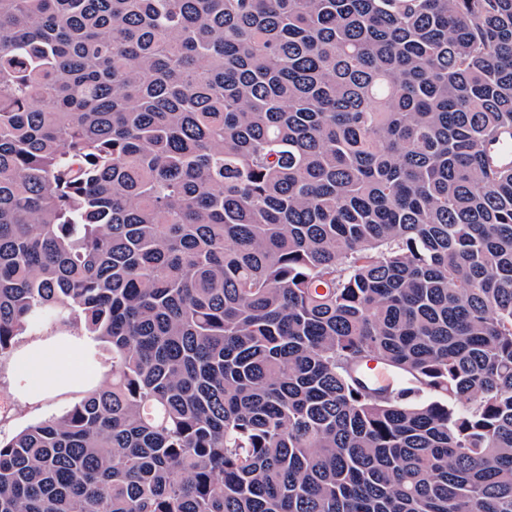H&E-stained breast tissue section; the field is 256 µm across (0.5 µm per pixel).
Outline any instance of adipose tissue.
<instances>
[{"mask_svg": "<svg viewBox=\"0 0 512 512\" xmlns=\"http://www.w3.org/2000/svg\"><path fill=\"white\" fill-rule=\"evenodd\" d=\"M83 325H65L20 343L7 364L12 394L19 406L96 389L109 372Z\"/></svg>", "mask_w": 512, "mask_h": 512, "instance_id": "1", "label": "adipose tissue"}]
</instances>
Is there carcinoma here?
<instances>
[{
    "mask_svg": "<svg viewBox=\"0 0 512 512\" xmlns=\"http://www.w3.org/2000/svg\"><path fill=\"white\" fill-rule=\"evenodd\" d=\"M511 128L512 0H0V512H512ZM30 337H20L19 341L23 342H19L8 364V359L0 360L2 438L63 413L81 398L53 400L36 409H21L19 406L33 407L51 398L73 394L84 396L96 389L110 370L112 352L99 350L101 358L108 364L103 362L83 324L61 326L53 332L26 340Z\"/></svg>",
    "mask_w": 512,
    "mask_h": 512,
    "instance_id": "1",
    "label": "carcinoma"
}]
</instances>
